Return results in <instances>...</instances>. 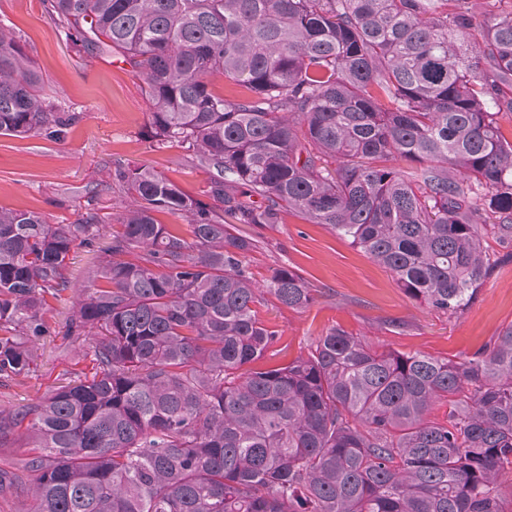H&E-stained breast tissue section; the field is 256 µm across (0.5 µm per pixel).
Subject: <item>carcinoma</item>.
<instances>
[{"mask_svg":"<svg viewBox=\"0 0 512 512\" xmlns=\"http://www.w3.org/2000/svg\"><path fill=\"white\" fill-rule=\"evenodd\" d=\"M77 52L142 77L151 140L210 173L203 201L145 166L64 337H93L91 376L0 410V448H34L28 512H512V325L459 360L378 351L334 326L286 366L246 368L278 330L264 295L314 301L247 256L286 212L324 224L409 297L462 312L512 252V11L466 0H43ZM220 74L248 95L209 90ZM61 112L0 25V135H60ZM389 157L418 164L407 179ZM85 189L73 224L0 208V386L30 371L47 297L112 213ZM187 221L190 238L159 222ZM437 403L445 421L429 420ZM24 476L0 468V495Z\"/></svg>","mask_w":512,"mask_h":512,"instance_id":"carcinoma-1","label":"carcinoma"}]
</instances>
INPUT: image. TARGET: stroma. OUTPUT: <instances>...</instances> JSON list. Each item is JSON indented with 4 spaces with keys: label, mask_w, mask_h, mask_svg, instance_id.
Wrapping results in <instances>:
<instances>
[{
    "label": "stroma",
    "mask_w": 512,
    "mask_h": 512,
    "mask_svg": "<svg viewBox=\"0 0 512 512\" xmlns=\"http://www.w3.org/2000/svg\"><path fill=\"white\" fill-rule=\"evenodd\" d=\"M0 25L21 36L48 93L80 115L57 139L0 135V207L36 211L52 224L73 223L86 204L85 185L111 183L119 164L149 166L187 195L203 198L208 172L184 150L161 148L150 139L142 82L125 64L77 53L42 0H0ZM111 233V225H104L93 246L71 252V287L61 299L49 300L44 315L49 332L31 345L30 372L0 386V409L40 402L60 386L91 375L85 357L90 337L72 341L63 334L72 304ZM247 261L256 278L284 265L317 290L314 301L300 310L266 296L260 314L279 332L264 359L268 366L288 364L333 326L381 349L456 360L512 325V262L498 265L477 299L449 316L408 297L389 270L337 232L296 215L261 230ZM394 319L404 321V328H391Z\"/></svg>",
    "instance_id": "1"
}]
</instances>
